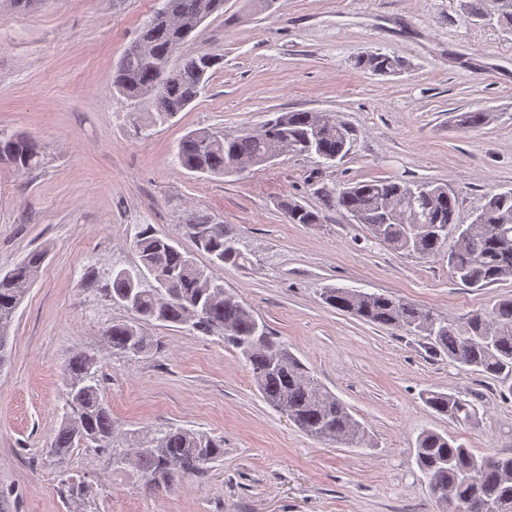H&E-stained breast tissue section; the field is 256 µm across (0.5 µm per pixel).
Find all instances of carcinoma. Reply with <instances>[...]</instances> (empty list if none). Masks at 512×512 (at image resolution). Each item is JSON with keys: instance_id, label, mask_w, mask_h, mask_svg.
Listing matches in <instances>:
<instances>
[{"instance_id": "cac0c4a2", "label": "carcinoma", "mask_w": 512, "mask_h": 512, "mask_svg": "<svg viewBox=\"0 0 512 512\" xmlns=\"http://www.w3.org/2000/svg\"><path fill=\"white\" fill-rule=\"evenodd\" d=\"M215 1L224 2L182 0L188 22L178 27L148 20L151 28L139 34L145 50L131 46L125 50L112 75V86L131 104L151 101L157 120H170L183 111L199 97L211 72L223 65V58L185 53L176 64L170 59L215 13L211 9ZM460 7L475 25L496 24L512 30V0H460ZM355 65L390 74L401 70L404 62L396 55L372 53L358 58ZM166 66L168 80L159 84L157 71ZM489 120L490 113L474 110L462 113L459 125L473 129ZM260 129L264 134L255 136L241 131L191 132L178 144V163L190 172L231 176L238 163L266 164L270 144L278 139L288 141L290 154L341 162L350 154L355 137V130L338 117L313 111L278 113ZM0 163L28 172L41 166L42 156L30 138L0 132ZM316 194L324 209L357 218L376 240L398 252L427 257L438 253L448 238L455 239L448 251V268L452 278L466 286L484 287L512 278V190L488 197L467 226L457 223L456 201L448 187L434 182L359 181L323 185ZM279 207L290 224L321 221L320 212L293 200H283ZM179 229L197 251L208 255L210 265L198 264L171 238H161L147 228L139 231L133 242L139 264L132 270H112L103 288L113 304L133 315L107 327V347L128 357L143 355L154 347L143 326L156 323L221 336L250 367L263 400L305 434L325 444L368 446L365 427L347 405L214 274L219 267L248 260L241 240L226 225L193 213ZM44 261L45 254L35 251L14 268L0 272V364L15 312ZM322 299L329 307L368 324L423 336L431 352L448 356V362L462 369L481 372L507 386L512 394V298L461 320L375 292L330 287L324 289ZM65 375L66 412L50 442L55 457L66 458L78 445L100 448L108 452L112 471L131 470L147 489L160 491L208 472L210 464L224 456L223 439L177 427L146 433L132 445L120 444L112 415L100 397L95 359L83 353L73 355ZM421 399L453 422L479 425L475 404L458 395L428 390ZM415 449L417 466L441 512H474L476 498L483 500L482 512H512V456H477L457 440L429 429L417 435ZM63 494L77 509L88 499L89 486L68 481Z\"/></svg>"}]
</instances>
